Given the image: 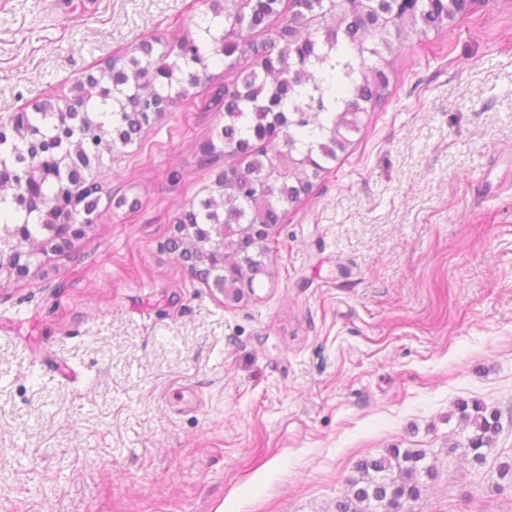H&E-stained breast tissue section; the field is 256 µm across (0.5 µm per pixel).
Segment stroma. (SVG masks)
<instances>
[{
    "label": "stroma",
    "mask_w": 512,
    "mask_h": 512,
    "mask_svg": "<svg viewBox=\"0 0 512 512\" xmlns=\"http://www.w3.org/2000/svg\"><path fill=\"white\" fill-rule=\"evenodd\" d=\"M205 0H0V125ZM156 115L103 157L94 222L0 277V512H335L355 463L423 448L407 512H512V0L402 34L387 94L271 231L241 301L165 247L224 157ZM498 411L484 465L459 401Z\"/></svg>",
    "instance_id": "1"
}]
</instances>
